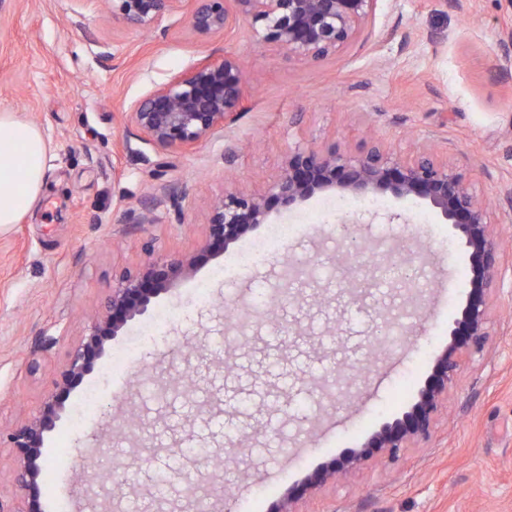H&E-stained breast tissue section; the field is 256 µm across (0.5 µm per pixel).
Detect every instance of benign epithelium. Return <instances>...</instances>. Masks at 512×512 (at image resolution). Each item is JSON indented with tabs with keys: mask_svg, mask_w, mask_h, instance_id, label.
<instances>
[{
	"mask_svg": "<svg viewBox=\"0 0 512 512\" xmlns=\"http://www.w3.org/2000/svg\"><path fill=\"white\" fill-rule=\"evenodd\" d=\"M112 12L130 23L151 29L165 15L184 8L187 0H109ZM189 23L200 37L227 35L240 23L248 25L256 44L271 46L310 63H318L355 42L373 17L378 0H195ZM247 78L238 57L204 60L189 72L151 91L124 122L137 140L158 152L184 153L224 127L245 99ZM385 194L396 199L416 197L429 202L464 239L469 253L470 290L448 345L437 356L431 374L415 402L402 417L384 424L358 448L323 465L298 486L288 490L272 512H294L292 505L327 483L355 470L370 458H395L403 448L427 438L448 396V384L461 361L481 350L487 336L489 294L503 284L490 216L465 175L429 150L411 158L375 145L350 154L335 149H302L288 154L281 176L260 194L226 191L209 214L204 243L190 256L148 262L135 272H124L90 333L72 353L56 377L43 407L9 434L17 451L16 480L25 508L39 512L38 480L45 463V438L60 417V395L70 391L92 369L105 343L131 319L142 314L151 300L177 279L191 275L209 256L220 253L259 224L271 210L289 207L322 191ZM192 489L199 512H214L222 490L198 473L176 472Z\"/></svg>",
	"mask_w": 512,
	"mask_h": 512,
	"instance_id": "7a95c632",
	"label": "benign epithelium"
}]
</instances>
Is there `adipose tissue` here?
<instances>
[{
  "instance_id": "ef3b65f1",
  "label": "adipose tissue",
  "mask_w": 512,
  "mask_h": 512,
  "mask_svg": "<svg viewBox=\"0 0 512 512\" xmlns=\"http://www.w3.org/2000/svg\"><path fill=\"white\" fill-rule=\"evenodd\" d=\"M48 152L37 126L0 108V228L18 223L39 205Z\"/></svg>"
}]
</instances>
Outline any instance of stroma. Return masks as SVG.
<instances>
[{
	"label": "stroma",
	"instance_id": "35a3bbf8",
	"mask_svg": "<svg viewBox=\"0 0 512 512\" xmlns=\"http://www.w3.org/2000/svg\"><path fill=\"white\" fill-rule=\"evenodd\" d=\"M510 28L512 0H379L356 43L311 64L257 45L244 24L199 38L185 10L146 32L101 0H0V108L50 146L41 203L0 230V433L40 410L120 272L195 252L211 201L263 191L298 149H435L494 202L490 230L511 268L512 57L498 46ZM227 54L250 93L223 130L187 154L126 150L123 113ZM338 199L275 207L106 342L47 435L42 512H89L86 479L103 471L104 512H158L159 464L174 448L183 471L223 486L222 512H270L407 411L465 304L468 254L425 200L378 194L374 206L339 209ZM145 208L153 223H131ZM278 224L287 237L241 263ZM353 237L370 256L359 302L336 269ZM399 252L419 258L417 294L380 276ZM292 262L306 270L282 302ZM384 321L403 330L401 346L380 334ZM222 422L244 446L225 442ZM199 443L203 454L192 453ZM295 509L512 512V285L491 290L484 346L453 377L430 438L370 459Z\"/></svg>",
	"mask_w": 512,
	"mask_h": 512
}]
</instances>
